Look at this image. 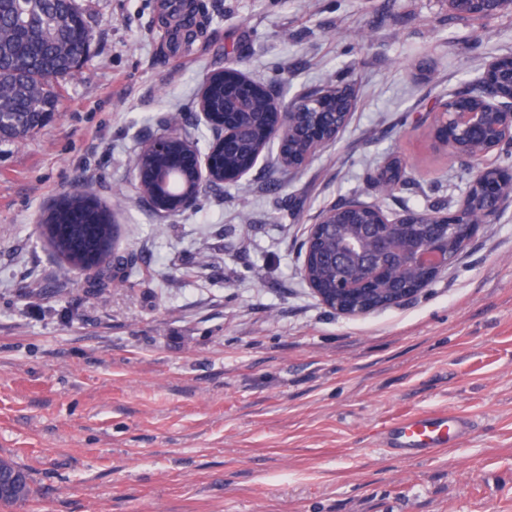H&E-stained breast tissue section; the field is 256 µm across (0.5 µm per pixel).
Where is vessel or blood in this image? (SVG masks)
I'll use <instances>...</instances> for the list:
<instances>
[{
  "label": "vessel or blood",
  "mask_w": 512,
  "mask_h": 512,
  "mask_svg": "<svg viewBox=\"0 0 512 512\" xmlns=\"http://www.w3.org/2000/svg\"><path fill=\"white\" fill-rule=\"evenodd\" d=\"M470 431L467 419L449 412H421L390 427L384 440L396 457L411 459L430 455L451 442L464 439Z\"/></svg>",
  "instance_id": "1"
}]
</instances>
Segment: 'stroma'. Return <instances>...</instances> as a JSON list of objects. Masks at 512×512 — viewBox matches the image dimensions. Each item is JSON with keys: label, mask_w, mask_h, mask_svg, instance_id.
<instances>
[{"label": "stroma", "mask_w": 512, "mask_h": 512, "mask_svg": "<svg viewBox=\"0 0 512 512\" xmlns=\"http://www.w3.org/2000/svg\"><path fill=\"white\" fill-rule=\"evenodd\" d=\"M160 0H76L94 34L55 114L0 139V458L33 499L12 512H512V201L414 298L361 318L301 274L322 210L391 216L446 201L473 170L438 134L440 103L512 54V8L449 0H196L205 37L170 51ZM236 67L289 101L347 87L357 106L305 166L278 147L176 215L136 192L144 141L195 132L206 76ZM400 159L387 192L365 168ZM93 193L139 274L95 296L36 221ZM419 410L470 436L401 460L386 427ZM449 2L456 18L467 21L489 19L498 15L505 6L512 5L511 0H489L487 9L481 15H477L473 14L467 7L468 0H449Z\"/></svg>", "instance_id": "35a3bbf8"}]
</instances>
